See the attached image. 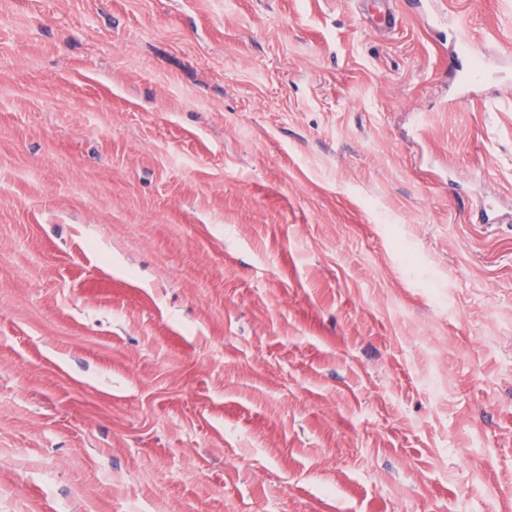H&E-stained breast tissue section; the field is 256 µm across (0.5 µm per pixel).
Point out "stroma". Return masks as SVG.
I'll return each instance as SVG.
<instances>
[{
  "instance_id": "stroma-1",
  "label": "stroma",
  "mask_w": 512,
  "mask_h": 512,
  "mask_svg": "<svg viewBox=\"0 0 512 512\" xmlns=\"http://www.w3.org/2000/svg\"><path fill=\"white\" fill-rule=\"evenodd\" d=\"M393 2L0 0V512H512V0Z\"/></svg>"
}]
</instances>
